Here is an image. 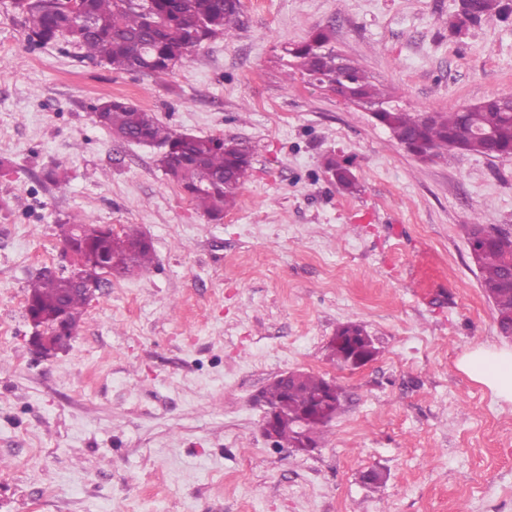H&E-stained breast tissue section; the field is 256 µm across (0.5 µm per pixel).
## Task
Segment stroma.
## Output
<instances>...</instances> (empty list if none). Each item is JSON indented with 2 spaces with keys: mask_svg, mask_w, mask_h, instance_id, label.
I'll list each match as a JSON object with an SVG mask.
<instances>
[{
  "mask_svg": "<svg viewBox=\"0 0 512 512\" xmlns=\"http://www.w3.org/2000/svg\"><path fill=\"white\" fill-rule=\"evenodd\" d=\"M456 0H241L240 23L164 79L62 41L26 42L0 0V512H512V403L456 363L507 345L464 227L512 228V159L422 161L286 47L316 28L394 104L446 112L512 95V19L449 22ZM120 97L171 129L248 145L233 209L211 221L151 149L92 108ZM345 159L344 193L323 167ZM69 181H44L53 167ZM150 239L149 273L111 276L54 356L31 349L27 285L69 273L72 216ZM363 324L379 354L338 371ZM335 379L340 412L301 453L262 432L281 373ZM386 477L380 491L363 480ZM360 336H369L361 323L349 321L341 324L336 329V335L332 337L328 345L330 359L336 363L344 349L345 342H348L353 337L362 339ZM373 358L374 355L370 358L353 356L348 360L336 363V366L341 370H354L364 366Z\"/></svg>",
  "mask_w": 512,
  "mask_h": 512,
  "instance_id": "obj_1",
  "label": "stroma"
}]
</instances>
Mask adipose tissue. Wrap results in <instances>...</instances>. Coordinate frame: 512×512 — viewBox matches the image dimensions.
<instances>
[{
	"mask_svg": "<svg viewBox=\"0 0 512 512\" xmlns=\"http://www.w3.org/2000/svg\"><path fill=\"white\" fill-rule=\"evenodd\" d=\"M458 366L495 397L512 403V349L480 345L464 354Z\"/></svg>",
	"mask_w": 512,
	"mask_h": 512,
	"instance_id": "adipose-tissue-1",
	"label": "adipose tissue"
}]
</instances>
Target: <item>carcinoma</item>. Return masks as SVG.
I'll return each mask as SVG.
<instances>
[{
  "label": "carcinoma",
  "mask_w": 512,
  "mask_h": 512,
  "mask_svg": "<svg viewBox=\"0 0 512 512\" xmlns=\"http://www.w3.org/2000/svg\"><path fill=\"white\" fill-rule=\"evenodd\" d=\"M24 15L27 42L43 46L61 36L77 49V55L109 65L119 72L162 76L190 60L204 43L218 35H229L239 22L240 0H81L82 11L94 22L85 30L71 15L68 0H13ZM512 15L508 0H473L470 16L456 26V32L489 20L505 21ZM297 66L308 76H323L338 86V92L360 102L378 107L381 124L399 144H415L422 160L434 161L452 151L488 155L492 150L512 154V112L509 100L492 96L478 104L448 112H404L388 104L386 95L369 82L359 67L352 70V80L344 83L336 72L338 57L330 45L329 33L320 28L310 37L287 49ZM98 123L123 141L148 143L169 148L156 156L157 164L183 189L196 207L213 221L236 205L238 190L249 175L252 153L243 143L220 137H200L176 132L161 123L154 114L128 100L110 99L95 109ZM326 172L346 193L357 192L358 183L345 161L331 155L325 161ZM144 235L128 227L116 234L92 238L89 250L104 257L112 271L142 274L153 264L151 243ZM474 264L480 272V284L493 304L498 332L512 335V287L507 285L512 268V246L493 241L477 254ZM27 296L41 302L42 319L53 321L54 311L64 303L69 333L79 328L88 296L78 290L76 273L67 276L44 272L33 280ZM367 335L363 325L346 322L336 329L329 342V357L337 361L345 342ZM328 380L302 372L299 382L285 392L280 380L273 379L264 389L266 404L284 420L278 429L276 444H294L295 427L288 422L302 416L310 406L321 404ZM343 391L336 387L334 406L319 410L309 421L314 440L342 406Z\"/></svg>",
  "instance_id": "cac0c4a2"
}]
</instances>
